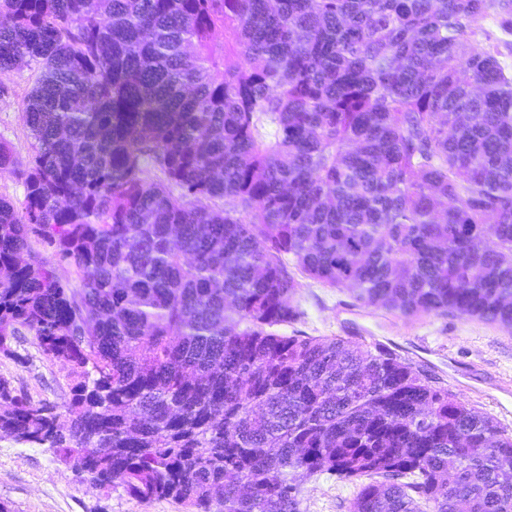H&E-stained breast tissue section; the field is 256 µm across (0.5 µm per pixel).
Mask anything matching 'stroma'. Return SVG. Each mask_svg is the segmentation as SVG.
<instances>
[{"instance_id": "stroma-1", "label": "stroma", "mask_w": 512, "mask_h": 512, "mask_svg": "<svg viewBox=\"0 0 512 512\" xmlns=\"http://www.w3.org/2000/svg\"><path fill=\"white\" fill-rule=\"evenodd\" d=\"M33 84L30 70L0 72V141L26 166L29 144L24 99ZM295 296L303 316L283 334L340 336L366 347L381 342L423 367L470 404L512 433V330L477 319L423 315L408 320L363 305L346 290L301 278ZM14 356L0 355V377L17 394L64 404L70 397L68 370L47 361L32 336L14 343ZM302 512H348L351 484L328 475L302 480ZM0 501L12 512H185L168 500L143 502L122 489L95 488L45 448L0 438Z\"/></svg>"}]
</instances>
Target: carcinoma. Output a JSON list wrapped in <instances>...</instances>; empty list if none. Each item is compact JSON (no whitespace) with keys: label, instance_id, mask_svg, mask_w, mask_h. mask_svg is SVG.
<instances>
[{"label":"carcinoma","instance_id":"obj_1","mask_svg":"<svg viewBox=\"0 0 512 512\" xmlns=\"http://www.w3.org/2000/svg\"><path fill=\"white\" fill-rule=\"evenodd\" d=\"M512 0H0L31 154L0 196V436L185 512H512V435L377 344L286 336L289 270L512 329ZM223 36L216 43L217 35ZM51 248L56 261L36 252ZM75 269L77 287L56 266ZM13 349L18 357L0 355V377L8 379L18 395L62 406L70 397L68 369L47 361L34 336H23ZM298 481L304 489L303 512H348V503L356 491L354 485L336 483L326 474Z\"/></svg>","mask_w":512,"mask_h":512}]
</instances>
